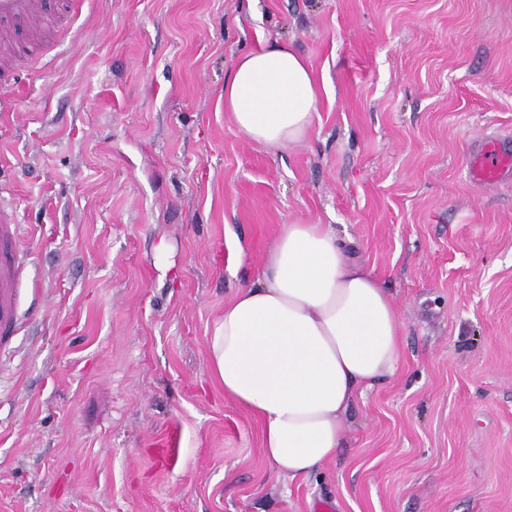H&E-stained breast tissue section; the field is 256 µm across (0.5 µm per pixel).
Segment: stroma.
<instances>
[{
	"mask_svg": "<svg viewBox=\"0 0 512 512\" xmlns=\"http://www.w3.org/2000/svg\"><path fill=\"white\" fill-rule=\"evenodd\" d=\"M291 44L321 95L277 149L224 110ZM0 119L33 287L0 342V512H512V0H88ZM329 224L397 305L395 374L277 475L208 338L281 225ZM502 139L482 144L470 157L468 172L472 182L496 185L512 178V154L502 149Z\"/></svg>",
	"mask_w": 512,
	"mask_h": 512,
	"instance_id": "stroma-1",
	"label": "stroma"
}]
</instances>
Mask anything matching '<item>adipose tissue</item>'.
Listing matches in <instances>:
<instances>
[{
  "mask_svg": "<svg viewBox=\"0 0 512 512\" xmlns=\"http://www.w3.org/2000/svg\"><path fill=\"white\" fill-rule=\"evenodd\" d=\"M319 87L285 42L237 57L224 80L236 127L270 148L299 142ZM225 397L255 414L277 474L304 478L333 459L361 388L393 375L402 350L397 306L330 225H282L260 279L238 289L208 338Z\"/></svg>",
  "mask_w": 512,
  "mask_h": 512,
  "instance_id": "ef3b65f1",
  "label": "adipose tissue"
}]
</instances>
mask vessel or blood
<instances>
[{"mask_svg": "<svg viewBox=\"0 0 512 512\" xmlns=\"http://www.w3.org/2000/svg\"><path fill=\"white\" fill-rule=\"evenodd\" d=\"M84 0H61L54 15H47L44 0H0V112L14 105L7 93L17 82L19 58L39 60L59 33L83 6ZM469 178L481 185H495L512 178V152L500 140L482 144L470 157ZM19 226L12 213L0 208V337L18 335L23 326L18 300L23 280L19 258Z\"/></svg>", "mask_w": 512, "mask_h": 512, "instance_id": "vessel-or-blood-1", "label": "vessel or blood"}]
</instances>
